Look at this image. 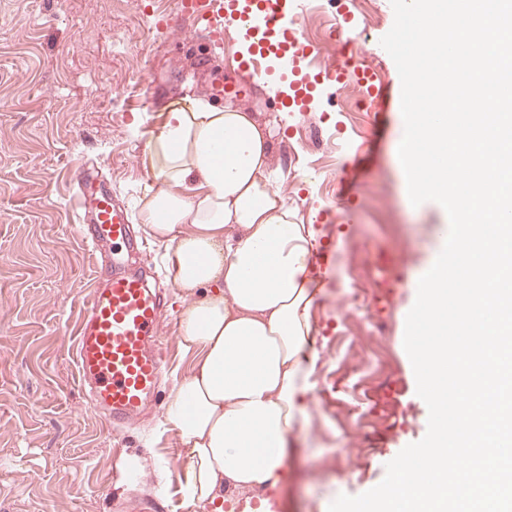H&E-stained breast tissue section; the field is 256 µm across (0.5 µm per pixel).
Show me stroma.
<instances>
[{"label": "stroma", "mask_w": 512, "mask_h": 512, "mask_svg": "<svg viewBox=\"0 0 512 512\" xmlns=\"http://www.w3.org/2000/svg\"><path fill=\"white\" fill-rule=\"evenodd\" d=\"M321 2L306 6L302 36L322 56L341 47L373 71L376 100L359 102L357 87L329 80L307 111H274L285 82L273 71L256 84L241 68L251 42L242 24L225 22L223 43L213 44L204 24L184 21L181 0H0V512H114L117 498L150 508L162 496L180 512L186 451L165 407L199 356L180 343L184 294L140 213L158 186L148 147L167 109L201 98L284 121L274 186L341 262L311 309L319 356L310 414L284 477L271 501L232 492L235 512H328L339 495L377 486L387 463L425 436L428 408L403 338L448 216L434 201L411 205L398 161L401 81L380 44L394 22L390 0H358L351 19ZM86 160L147 245L131 265L154 266L167 298L158 400L118 432L88 407L73 356L93 282L74 203ZM378 255L392 262L396 283L354 311L338 275L367 274ZM382 355L387 377L372 365ZM386 388L410 415L371 441L375 423L359 404ZM125 458L136 470L124 488L110 486Z\"/></svg>", "instance_id": "35a3bbf8"}]
</instances>
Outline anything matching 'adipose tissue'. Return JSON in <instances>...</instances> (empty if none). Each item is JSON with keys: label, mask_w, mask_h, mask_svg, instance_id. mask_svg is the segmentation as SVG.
<instances>
[{"label": "adipose tissue", "mask_w": 512, "mask_h": 512, "mask_svg": "<svg viewBox=\"0 0 512 512\" xmlns=\"http://www.w3.org/2000/svg\"><path fill=\"white\" fill-rule=\"evenodd\" d=\"M274 135L257 113L201 102L169 108L150 145L162 187L143 221L187 299L180 343L199 355L165 410L187 450V512L276 486L307 415L316 232L273 188Z\"/></svg>", "instance_id": "ef3b65f1"}]
</instances>
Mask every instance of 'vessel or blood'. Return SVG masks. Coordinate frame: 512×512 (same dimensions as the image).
<instances>
[{"label":"vessel or blood","instance_id":"vessel-or-blood-1","mask_svg":"<svg viewBox=\"0 0 512 512\" xmlns=\"http://www.w3.org/2000/svg\"><path fill=\"white\" fill-rule=\"evenodd\" d=\"M187 18L209 19V34L220 41L228 17L260 14L276 17L245 60L255 80L267 74L263 58L278 54L299 56L305 46L297 33V19L282 0H184ZM77 207L87 216L79 227L94 259L95 276L74 339L78 382L90 406L112 426L136 420L151 403L162 366L157 353L156 326L163 297L143 271L129 269L127 253L138 250L130 230L128 210L115 203L111 189L77 194Z\"/></svg>","mask_w":512,"mask_h":512}]
</instances>
